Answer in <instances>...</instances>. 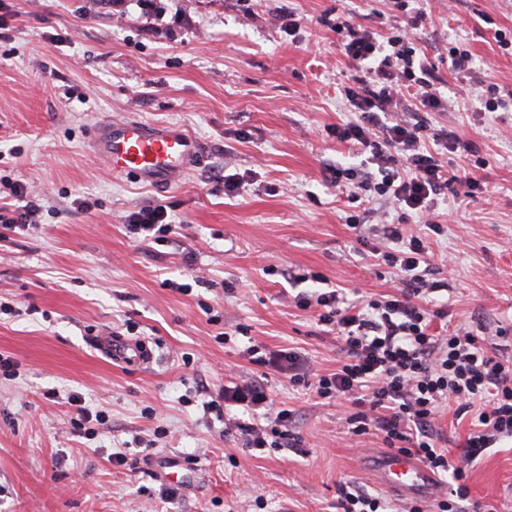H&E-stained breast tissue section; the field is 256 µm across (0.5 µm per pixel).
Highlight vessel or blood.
<instances>
[{"label":"vessel or blood","instance_id":"obj_1","mask_svg":"<svg viewBox=\"0 0 512 512\" xmlns=\"http://www.w3.org/2000/svg\"><path fill=\"white\" fill-rule=\"evenodd\" d=\"M92 147L114 175H136L146 185H167L195 161L200 144L189 133L136 119H103L92 131ZM100 347L112 360L144 364L146 349L137 343L105 336ZM380 484L403 497H431L440 484L435 475L412 457L390 452L374 460Z\"/></svg>","mask_w":512,"mask_h":512}]
</instances>
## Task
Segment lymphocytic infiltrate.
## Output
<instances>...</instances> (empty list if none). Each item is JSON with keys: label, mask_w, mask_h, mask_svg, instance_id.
I'll return each mask as SVG.
<instances>
[{"label": "lymphocytic infiltrate", "mask_w": 512, "mask_h": 512, "mask_svg": "<svg viewBox=\"0 0 512 512\" xmlns=\"http://www.w3.org/2000/svg\"><path fill=\"white\" fill-rule=\"evenodd\" d=\"M417 14L410 27L381 38L350 21L336 23L346 56L360 70L344 97L357 112V120L338 125V143L369 149L375 173L358 183L359 189L393 200L415 211L435 234L443 227L434 219L436 207L449 184L479 188L474 172L449 169L445 154L471 153L468 142L454 131L436 130L425 142V113L443 110L436 88L434 67L418 56L414 39L424 26ZM6 201L0 204V226L22 231L38 227L40 206L27 196L20 181L0 179ZM130 232L145 240L165 241L173 226L164 206H144L126 217ZM385 243L372 247V255L395 270L398 283L391 293L366 301L348 299L332 290L300 296L298 305L314 309L320 325L335 330L343 355L335 370L319 374L290 351L263 352L246 348L254 364L284 375L289 383L315 392L328 401L346 399L353 409L346 418L355 435H380L389 449L416 456L437 475L451 480L449 494L430 507L402 504V512H459L458 503L470 494L468 478L478 457L505 438L512 439V362L495 354L506 329L482 336L469 327H458L439 336L432 332L434 319L447 310L428 312L417 299L442 291L443 282L432 279L428 247L423 237L407 233L403 225L383 227ZM460 410H474L476 426L461 448L442 446L435 423L449 403ZM234 403L256 411L270 407L266 393L251 382L225 387L206 409L223 412ZM290 410L279 409L265 422L239 425L245 447L295 448L299 438L288 428Z\"/></svg>", "instance_id": "obj_1"}]
</instances>
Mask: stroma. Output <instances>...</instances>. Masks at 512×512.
<instances>
[{
    "label": "stroma",
    "instance_id": "35a3bbf8",
    "mask_svg": "<svg viewBox=\"0 0 512 512\" xmlns=\"http://www.w3.org/2000/svg\"><path fill=\"white\" fill-rule=\"evenodd\" d=\"M418 6L428 16L419 48L448 100L428 123L472 144L481 180L440 198V236L395 203L352 200V181L334 178L367 165L331 134L355 118L343 89L356 71L329 23L402 27L409 16L393 0H0V175L41 206L37 230L0 234V301L14 308L0 314V354L19 363L16 378L0 377V512H336L351 481L400 504L364 470L362 457L385 445L348 432L349 402L294 388L243 351L291 349L335 371L341 343L296 297L316 274L349 293H389L394 273L347 224L367 208L373 234L402 222L426 237L448 288L424 306L512 333V109L486 111L470 94L512 89V48L494 39L512 38V0ZM457 44L473 54L465 80L449 67ZM109 117L185 130L200 155L165 187L113 176L88 141ZM231 174L242 186L228 196ZM156 204L174 229L168 242L140 241L125 217ZM188 246L201 252L192 270ZM115 331L146 343L151 362H112L97 342ZM231 381L260 382L287 404L299 447L246 448L234 424L251 414L205 412ZM73 391L106 413L97 436L72 434ZM168 460L184 482L166 501ZM469 486L464 512H512V442L486 449Z\"/></svg>",
    "mask_w": 512,
    "mask_h": 512
}]
</instances>
